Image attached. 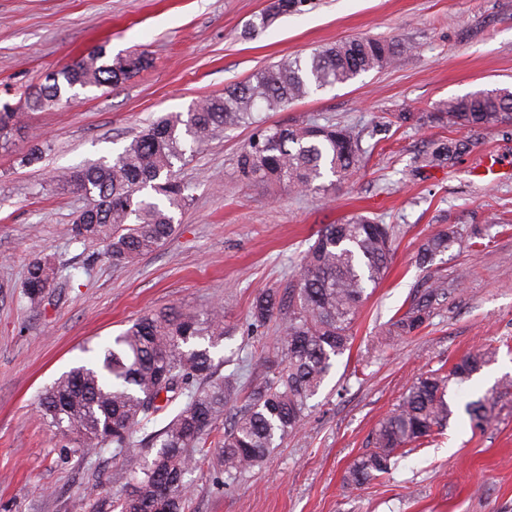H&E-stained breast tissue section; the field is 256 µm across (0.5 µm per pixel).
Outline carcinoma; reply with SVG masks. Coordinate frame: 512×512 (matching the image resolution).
<instances>
[{
  "label": "carcinoma",
  "mask_w": 512,
  "mask_h": 512,
  "mask_svg": "<svg viewBox=\"0 0 512 512\" xmlns=\"http://www.w3.org/2000/svg\"><path fill=\"white\" fill-rule=\"evenodd\" d=\"M311 0H269L253 30H267L283 17L303 12ZM408 46L398 39L370 36L320 46L305 57L280 61L230 85L224 94L166 115L133 137L112 159L70 170L59 182L80 192L87 204L66 228L69 240L105 246L112 265L148 255L177 231L174 213L192 200L189 185L177 179L175 164L187 145L199 146L216 133L251 124L254 113L275 111L313 91L346 84L364 73L398 65ZM144 52L112 55L100 44L63 67L59 78L29 87L26 102L52 108L78 89L117 86L151 67ZM22 114L0 111V139L8 140ZM434 121L490 127L512 121V89L478 90L448 100ZM465 140H440L430 163L441 165L467 150ZM358 137L340 125L272 124L257 132L238 157L241 175L253 184H282L300 191L328 192L356 168ZM457 243L456 231L441 230L420 245L416 261L424 268ZM393 227L366 215L326 224L302 256L299 273L282 288H267L253 299L252 325H279L276 360L259 357L262 382L241 397L236 382L216 376L214 354L231 339L223 311L203 315L176 309L135 320L122 334L92 349L91 359L62 374L39 397V411L50 430L74 445L82 457L106 452L122 457L137 445L153 452L132 470L130 491L108 509L118 512H185L186 477L216 456L224 483L262 466L279 442L304 425L337 357L350 349L351 329L392 263ZM60 279L52 258L27 266L23 295L38 306ZM445 295L439 280L415 289L407 309L391 318L392 330L408 335L428 320L433 303ZM489 350L469 352L448 371L415 379L398 407L373 435V448L345 471L344 483L361 488L388 474L407 448L441 433L453 415L450 385L460 386L491 360ZM464 412L472 428L483 427L493 412L487 398L468 400ZM166 414L157 429L159 414ZM224 434L211 440L220 420ZM99 471L85 490L93 512H100Z\"/></svg>",
  "instance_id": "cac0c4a2"
}]
</instances>
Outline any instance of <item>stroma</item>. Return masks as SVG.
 Listing matches in <instances>:
<instances>
[{
    "label": "stroma",
    "mask_w": 512,
    "mask_h": 512,
    "mask_svg": "<svg viewBox=\"0 0 512 512\" xmlns=\"http://www.w3.org/2000/svg\"><path fill=\"white\" fill-rule=\"evenodd\" d=\"M266 0H0V104L18 103L45 71L108 43L143 51L151 68L115 88L81 90L71 103L26 116L0 146V512H90L85 470L95 464L123 488L147 455L135 447L81 461L37 408L44 388L84 350L165 308L219 305L232 338L219 375L243 391L260 383L244 365L271 350L277 325L255 329V295L295 277L323 225L364 214L394 226L388 275L369 297L302 429L260 468L225 485L217 464L188 475V512H512V123L442 127L428 113L478 89L512 88V0H314L264 32L248 34ZM352 36L398 38L402 65L312 94L251 125L217 134L177 163L192 200L155 252L113 267L100 248L63 234L82 195L53 183L60 170L112 158L154 119L184 112L258 69ZM317 122L355 128L359 168L336 189L297 194L242 180L237 158L258 126ZM464 138L452 165L429 161L432 144ZM41 159L31 162L32 147ZM459 236L423 269L416 254L445 228ZM483 244L467 246L472 229ZM64 268L53 296L33 308L22 294L28 263ZM448 295L418 331L388 332L428 275ZM491 348L466 388L491 396V422L472 429L455 411L434 441L400 457L391 474L360 489L342 481L378 423L420 375Z\"/></svg>",
    "instance_id": "stroma-1"
}]
</instances>
